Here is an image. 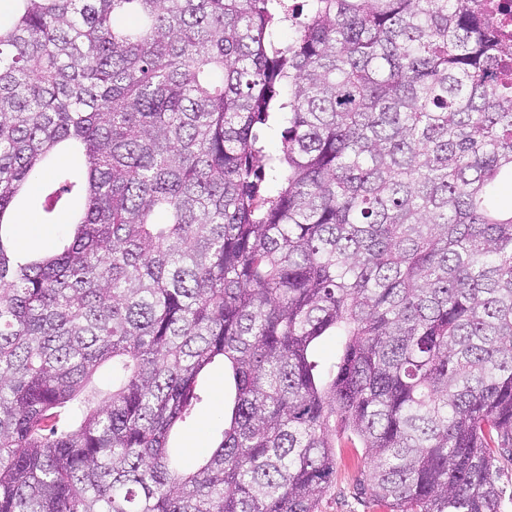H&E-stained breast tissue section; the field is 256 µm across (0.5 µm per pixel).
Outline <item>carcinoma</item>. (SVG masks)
<instances>
[{"label": "carcinoma", "instance_id": "1", "mask_svg": "<svg viewBox=\"0 0 512 512\" xmlns=\"http://www.w3.org/2000/svg\"><path fill=\"white\" fill-rule=\"evenodd\" d=\"M11 2L0 229L57 154L85 171L40 198L81 199L61 247L0 232V512H321L338 429L391 512H498L512 87L479 0ZM218 358L234 405L182 466Z\"/></svg>", "mask_w": 512, "mask_h": 512}]
</instances>
